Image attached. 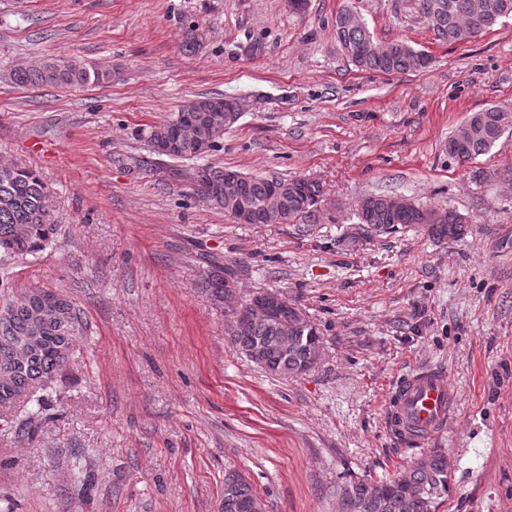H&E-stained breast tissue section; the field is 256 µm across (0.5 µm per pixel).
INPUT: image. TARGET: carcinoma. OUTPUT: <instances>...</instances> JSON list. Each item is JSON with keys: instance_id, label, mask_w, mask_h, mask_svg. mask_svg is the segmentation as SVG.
I'll return each instance as SVG.
<instances>
[{"instance_id": "1", "label": "carcinoma", "mask_w": 512, "mask_h": 512, "mask_svg": "<svg viewBox=\"0 0 512 512\" xmlns=\"http://www.w3.org/2000/svg\"><path fill=\"white\" fill-rule=\"evenodd\" d=\"M495 9L478 16L473 0H418L417 10L438 40L466 43L512 18V0H492ZM334 37L339 48L349 47L352 64L364 71L395 74L427 67L419 51L404 41L384 46L365 24H348L336 15ZM15 85L71 88L109 79V73L91 71L75 57L44 60L13 71ZM238 111L237 104L222 97H199L183 105L175 115L150 127V146L165 142L166 157L193 160L209 153L224 136V113ZM469 133L448 137V156L461 163L488 152L512 130V107H489L464 121ZM194 190L209 205L232 218L249 214L247 224H295L307 228L320 203L321 188L304 178L281 181L248 176L231 167L202 165L193 170ZM48 191L38 175L19 166H0V262L35 256L46 249L58 232L47 206ZM389 194L363 199L354 231L340 239L354 243L363 237L382 235L409 226H420L437 239H455L465 233L463 220L454 211L427 208L414 203L395 211ZM233 265L205 273V292L224 308L229 318L228 335L238 349L254 359L260 341L271 348L263 367L282 378L296 377L313 368L321 349V337L312 323L296 326L299 307L286 301L270 317L239 318L224 307L226 281H236ZM86 324L81 310L58 292L31 286L0 304V430L29 428L34 417L51 406V393L65 376L77 333ZM450 493L448 456L434 451L414 459L398 476L386 480L358 479L339 492L341 512H438L441 498ZM260 501L253 485L237 470L224 471L223 512H249Z\"/></svg>"}]
</instances>
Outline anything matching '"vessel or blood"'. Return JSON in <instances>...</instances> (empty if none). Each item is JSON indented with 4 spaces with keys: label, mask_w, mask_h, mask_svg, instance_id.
Returning <instances> with one entry per match:
<instances>
[{
    "label": "vessel or blood",
    "mask_w": 512,
    "mask_h": 512,
    "mask_svg": "<svg viewBox=\"0 0 512 512\" xmlns=\"http://www.w3.org/2000/svg\"><path fill=\"white\" fill-rule=\"evenodd\" d=\"M456 403L446 371L414 370L390 393L386 427L404 445L420 448L445 432Z\"/></svg>",
    "instance_id": "obj_1"
}]
</instances>
